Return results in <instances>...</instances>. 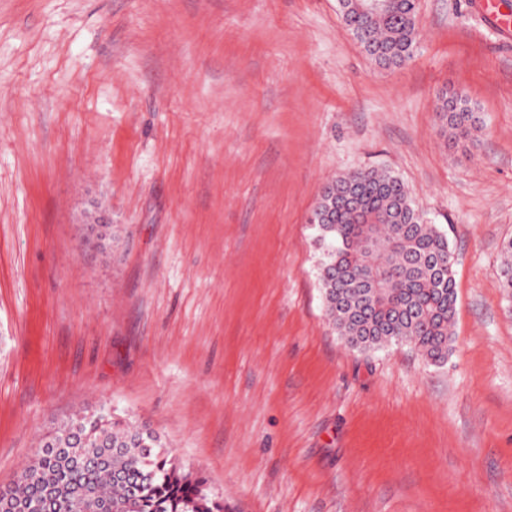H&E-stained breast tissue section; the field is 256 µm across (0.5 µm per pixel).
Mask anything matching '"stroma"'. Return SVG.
Instances as JSON below:
<instances>
[{"label": "stroma", "instance_id": "stroma-1", "mask_svg": "<svg viewBox=\"0 0 512 512\" xmlns=\"http://www.w3.org/2000/svg\"><path fill=\"white\" fill-rule=\"evenodd\" d=\"M509 19L418 0V51L382 69L337 0H0V486L106 406L231 512H512ZM449 91L485 118L465 155ZM373 167L449 232L443 364L326 315L308 217ZM85 223L88 224L89 236L99 248H106L112 236V220L98 203H92L84 214Z\"/></svg>", "mask_w": 512, "mask_h": 512}]
</instances>
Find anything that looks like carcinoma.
I'll use <instances>...</instances> for the list:
<instances>
[{"label":"carcinoma","instance_id":"1","mask_svg":"<svg viewBox=\"0 0 512 512\" xmlns=\"http://www.w3.org/2000/svg\"><path fill=\"white\" fill-rule=\"evenodd\" d=\"M363 0H338L342 21L380 67L394 69L418 45L417 0H390L368 15ZM448 141L467 146L483 128L465 95L439 99ZM320 250L318 277L326 313L338 334L359 351L409 343L428 362L452 350L456 310L455 254L446 233L414 205L392 172L371 168L328 182L311 211ZM110 224L88 225L104 249ZM501 287L512 296V240L503 245ZM91 493L100 512H228L207 479L187 469L153 430L112 408L63 422L40 450L0 489V512H77Z\"/></svg>","mask_w":512,"mask_h":512}]
</instances>
